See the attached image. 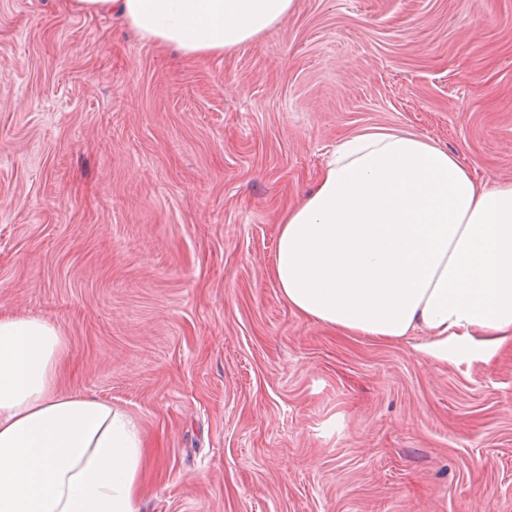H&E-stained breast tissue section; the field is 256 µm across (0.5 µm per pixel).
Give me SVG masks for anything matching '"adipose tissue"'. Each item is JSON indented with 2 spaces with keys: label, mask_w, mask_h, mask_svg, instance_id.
Listing matches in <instances>:
<instances>
[{
  "label": "adipose tissue",
  "mask_w": 512,
  "mask_h": 512,
  "mask_svg": "<svg viewBox=\"0 0 512 512\" xmlns=\"http://www.w3.org/2000/svg\"><path fill=\"white\" fill-rule=\"evenodd\" d=\"M296 0H70L189 56L259 38ZM274 275L304 318L419 353L512 344V181H478L404 129L340 139L314 190L279 222ZM55 325L0 313V512H138L144 442L110 402L58 385Z\"/></svg>",
  "instance_id": "obj_1"
}]
</instances>
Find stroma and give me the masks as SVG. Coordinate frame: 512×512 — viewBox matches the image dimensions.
<instances>
[{"mask_svg":"<svg viewBox=\"0 0 512 512\" xmlns=\"http://www.w3.org/2000/svg\"><path fill=\"white\" fill-rule=\"evenodd\" d=\"M370 127L512 180V0H297L198 58L0 0V312L137 420L138 512H512V349L437 367L274 279L282 213Z\"/></svg>","mask_w":512,"mask_h":512,"instance_id":"35a3bbf8","label":"stroma"}]
</instances>
